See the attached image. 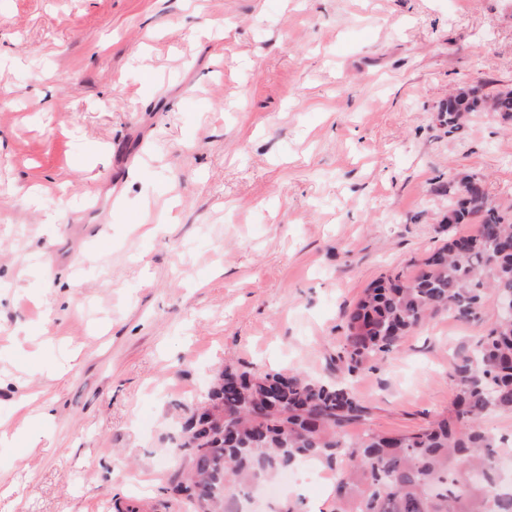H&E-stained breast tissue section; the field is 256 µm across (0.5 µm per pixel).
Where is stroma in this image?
Returning <instances> with one entry per match:
<instances>
[{"instance_id": "stroma-1", "label": "stroma", "mask_w": 512, "mask_h": 512, "mask_svg": "<svg viewBox=\"0 0 512 512\" xmlns=\"http://www.w3.org/2000/svg\"><path fill=\"white\" fill-rule=\"evenodd\" d=\"M461 86L512 88V0H0V512H185L170 450L227 365L349 380L354 436L446 411L493 303L352 376L339 353L362 291L447 239L437 184L512 212V125L439 121ZM333 486L305 462L257 512Z\"/></svg>"}]
</instances>
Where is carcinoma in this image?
I'll return each instance as SVG.
<instances>
[{"label":"carcinoma","mask_w":512,"mask_h":512,"mask_svg":"<svg viewBox=\"0 0 512 512\" xmlns=\"http://www.w3.org/2000/svg\"><path fill=\"white\" fill-rule=\"evenodd\" d=\"M471 112L512 124V89L460 87L441 117L453 132ZM435 191L448 197L446 223H475L476 233H450L418 274L382 276L365 288L346 312L340 358L353 375L397 352L428 319L476 320L491 299L493 327L452 363L448 410L412 434L353 437L348 429L368 420L371 408L348 383L226 367L184 416L177 469L165 488L171 497L192 512H240L247 489L315 460L335 476L332 512H512V481L499 466L512 448L484 425L491 413L512 415V313L504 312L512 302V215L475 174Z\"/></svg>","instance_id":"carcinoma-1"}]
</instances>
